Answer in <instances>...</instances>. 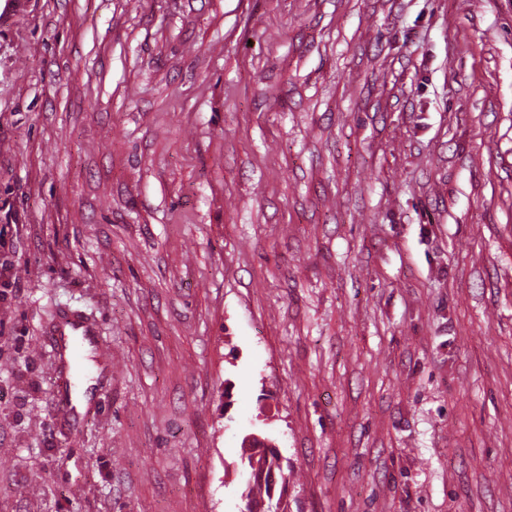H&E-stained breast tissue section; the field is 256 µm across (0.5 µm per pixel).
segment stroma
I'll return each instance as SVG.
<instances>
[{
    "mask_svg": "<svg viewBox=\"0 0 512 512\" xmlns=\"http://www.w3.org/2000/svg\"><path fill=\"white\" fill-rule=\"evenodd\" d=\"M1 265L0 512H512V0H6ZM244 441L245 440H243V444ZM244 447L252 448L253 451L250 455H246L247 466L249 469L256 470L258 473L264 470L269 473L273 468H275L277 472L281 473L279 474L278 497L275 502H273L271 498V485L267 479L262 481L260 478H255L247 482V486L244 492V497L246 498L248 505L247 512H276L278 510V504L283 493L288 489V477L283 474V468H281L280 465L276 463V461L279 460V457L272 453L269 457L266 452H264L263 455H260L256 459L257 467L255 468L254 466V457L257 454L255 453L257 448L254 447L272 448L277 451L276 447L272 445L267 439H263L257 435L247 437Z\"/></svg>",
    "mask_w": 512,
    "mask_h": 512,
    "instance_id": "1",
    "label": "stroma"
}]
</instances>
